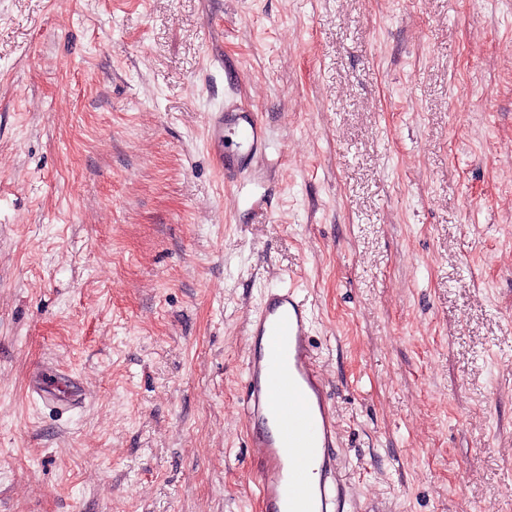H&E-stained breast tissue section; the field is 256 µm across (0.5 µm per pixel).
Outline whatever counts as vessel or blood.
I'll use <instances>...</instances> for the list:
<instances>
[{
  "label": "vessel or blood",
  "instance_id": "obj_1",
  "mask_svg": "<svg viewBox=\"0 0 512 512\" xmlns=\"http://www.w3.org/2000/svg\"><path fill=\"white\" fill-rule=\"evenodd\" d=\"M254 113L232 99L209 116L208 146L225 177H241L267 148ZM312 331L308 304L290 288L267 289L250 319L254 347L240 413L259 463L261 512H344L336 414L312 355ZM33 390L52 403L71 404L83 387L76 376L45 368L35 374Z\"/></svg>",
  "mask_w": 512,
  "mask_h": 512
}]
</instances>
